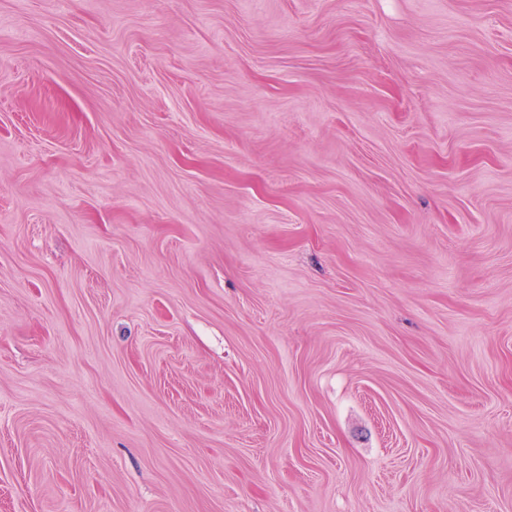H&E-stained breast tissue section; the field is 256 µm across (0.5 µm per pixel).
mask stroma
<instances>
[{
	"label": "stroma",
	"mask_w": 512,
	"mask_h": 512,
	"mask_svg": "<svg viewBox=\"0 0 512 512\" xmlns=\"http://www.w3.org/2000/svg\"><path fill=\"white\" fill-rule=\"evenodd\" d=\"M0 512H512V0H0Z\"/></svg>",
	"instance_id": "obj_1"
}]
</instances>
